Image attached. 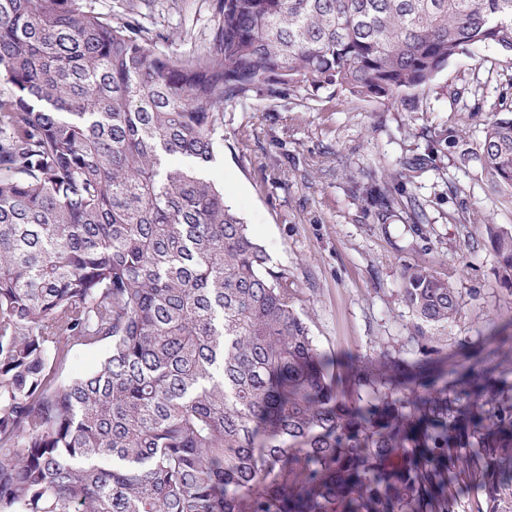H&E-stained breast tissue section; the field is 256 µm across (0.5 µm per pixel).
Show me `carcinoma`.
Listing matches in <instances>:
<instances>
[{"label":"carcinoma","mask_w":512,"mask_h":512,"mask_svg":"<svg viewBox=\"0 0 512 512\" xmlns=\"http://www.w3.org/2000/svg\"><path fill=\"white\" fill-rule=\"evenodd\" d=\"M218 14L182 56L87 0H0V512H458L466 486L512 512V368L382 349L343 386L295 280L205 175L227 104H417L468 48L512 54V0ZM477 159L512 191V117L491 115ZM488 233L512 280V226ZM401 292L427 322L456 313L425 266ZM77 350L105 355L73 377Z\"/></svg>","instance_id":"1"}]
</instances>
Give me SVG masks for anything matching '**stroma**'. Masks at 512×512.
<instances>
[{"mask_svg":"<svg viewBox=\"0 0 512 512\" xmlns=\"http://www.w3.org/2000/svg\"><path fill=\"white\" fill-rule=\"evenodd\" d=\"M216 4L92 0L174 54L206 52ZM493 110L512 114V57L484 46L450 62L414 112L325 90L225 106L224 150L208 176L296 280L297 310L337 374L383 349L428 361L512 352V284L487 230L512 226V192L493 187L475 158ZM418 159L422 170L401 175ZM374 184L395 198L387 215L366 197ZM420 265L454 288L453 319L422 321L405 302L403 277Z\"/></svg>","mask_w":512,"mask_h":512,"instance_id":"stroma-1","label":"stroma"}]
</instances>
